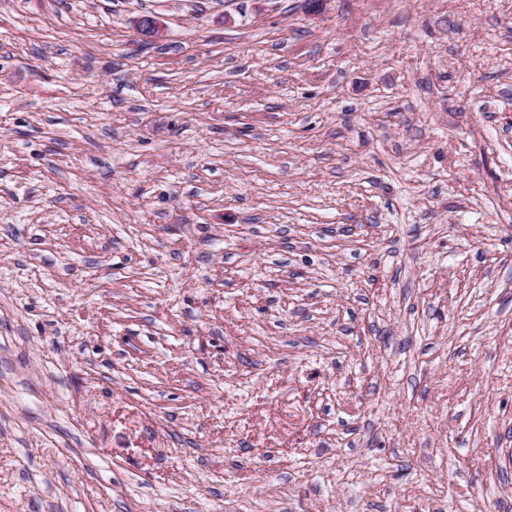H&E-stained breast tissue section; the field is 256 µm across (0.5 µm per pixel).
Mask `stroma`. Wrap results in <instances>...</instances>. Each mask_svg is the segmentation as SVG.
<instances>
[{"mask_svg":"<svg viewBox=\"0 0 512 512\" xmlns=\"http://www.w3.org/2000/svg\"><path fill=\"white\" fill-rule=\"evenodd\" d=\"M511 448L512 0H0V512H512Z\"/></svg>","mask_w":512,"mask_h":512,"instance_id":"1","label":"stroma"}]
</instances>
